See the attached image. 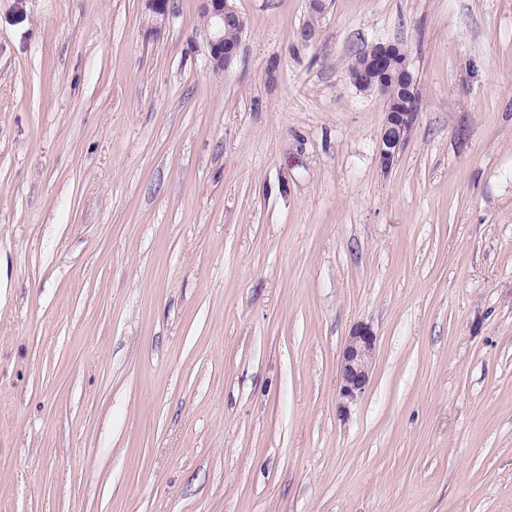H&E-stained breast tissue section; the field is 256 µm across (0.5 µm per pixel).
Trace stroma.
<instances>
[{
    "instance_id": "35a3bbf8",
    "label": "stroma",
    "mask_w": 512,
    "mask_h": 512,
    "mask_svg": "<svg viewBox=\"0 0 512 512\" xmlns=\"http://www.w3.org/2000/svg\"><path fill=\"white\" fill-rule=\"evenodd\" d=\"M200 5L0 0V512H512V0ZM200 2L201 13L206 22L209 64L215 71L227 70L239 55L245 22L227 0H200ZM224 26L239 29L240 34L236 42H224ZM407 58V52L400 44L378 43L366 52L362 60L363 69L357 78L350 81L359 91L391 99L396 91L405 93L413 85V75L403 64ZM410 94L412 100L410 112H391L394 105L385 102V112L389 118L385 122L377 147L379 163L384 170L392 166L398 152L408 141L409 133L416 120L417 91L415 87L411 89ZM376 355V336L365 325L350 332L338 361L339 397L347 408L363 396L370 385Z\"/></svg>"
}]
</instances>
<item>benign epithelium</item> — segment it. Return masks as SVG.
<instances>
[{
	"label": "benign epithelium",
	"mask_w": 512,
	"mask_h": 512,
	"mask_svg": "<svg viewBox=\"0 0 512 512\" xmlns=\"http://www.w3.org/2000/svg\"><path fill=\"white\" fill-rule=\"evenodd\" d=\"M149 17L162 23L169 13V0H144ZM205 19L208 60L215 71L230 68L239 55L240 42H224V28L234 27L244 31L243 18L228 0H200ZM406 50L398 43L385 42L374 45L363 58L359 76L351 79L358 90L376 93L390 99L394 93H405L413 85V75L403 64ZM415 112H391L385 122L378 142L377 153L382 169L390 168L403 146L416 120ZM376 355V336L365 325H358L350 332L338 361L339 397L343 407L355 403L370 385Z\"/></svg>",
	"instance_id": "obj_1"
}]
</instances>
